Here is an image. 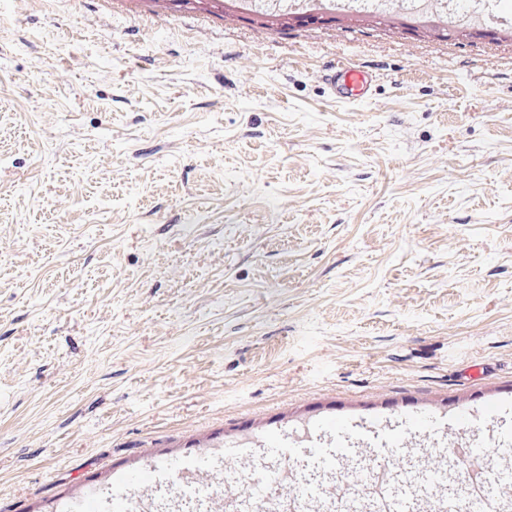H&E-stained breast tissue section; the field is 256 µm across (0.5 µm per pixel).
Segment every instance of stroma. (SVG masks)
<instances>
[{"label":"stroma","mask_w":512,"mask_h":512,"mask_svg":"<svg viewBox=\"0 0 512 512\" xmlns=\"http://www.w3.org/2000/svg\"><path fill=\"white\" fill-rule=\"evenodd\" d=\"M509 397L512 44L0 0V512ZM325 85L336 100L361 101L372 93L374 75L362 67L336 65L325 75Z\"/></svg>","instance_id":"stroma-1"}]
</instances>
